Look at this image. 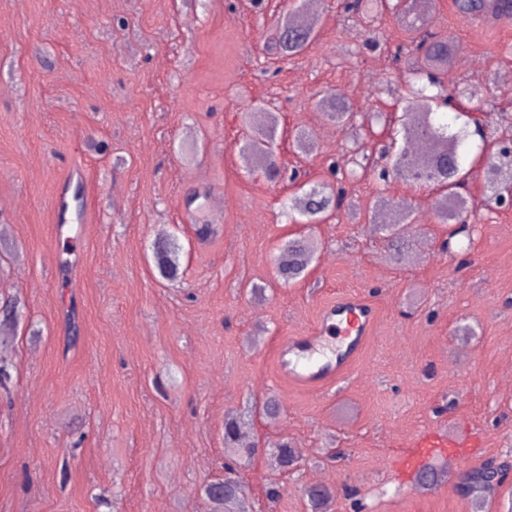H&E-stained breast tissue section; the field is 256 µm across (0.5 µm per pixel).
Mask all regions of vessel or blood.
Wrapping results in <instances>:
<instances>
[{"instance_id":"vessel-or-blood-1","label":"vessel or blood","mask_w":512,"mask_h":512,"mask_svg":"<svg viewBox=\"0 0 512 512\" xmlns=\"http://www.w3.org/2000/svg\"><path fill=\"white\" fill-rule=\"evenodd\" d=\"M374 322L373 308L361 297L350 293L336 296L326 304L307 334L290 337L283 344L279 359L281 375L295 385L324 390L329 382L342 379L349 371ZM330 334L342 336L345 341L335 358L321 364H297V356L316 350L322 337ZM484 446L479 436L455 435L437 427L423 429L404 441L402 452L394 458L389 470L401 481L409 482L435 461L461 463L466 457L479 454Z\"/></svg>"}]
</instances>
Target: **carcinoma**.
<instances>
[{
    "label": "carcinoma",
    "mask_w": 512,
    "mask_h": 512,
    "mask_svg": "<svg viewBox=\"0 0 512 512\" xmlns=\"http://www.w3.org/2000/svg\"><path fill=\"white\" fill-rule=\"evenodd\" d=\"M422 11L403 13L401 3L391 0H352L345 4V12L364 18L378 16L390 10L406 34L405 44L394 53L411 56V67L403 77V100L407 112L402 115L391 140H401L399 149L390 159L391 171L395 176L413 187H428L437 193L435 216L442 224H456L451 233L456 236L468 229V220L474 215L472 203L461 192L469 180L481 175L491 194L485 203L493 202L494 195L506 186H512V155L480 153L470 166L456 162V169L447 168L452 157H458L462 133L449 131L448 123L436 118L440 110L452 105L462 95L456 84L449 78L453 69L458 45L451 36H440L422 32L424 12L432 0H420ZM456 12L462 17L500 18L512 15V0H454ZM316 18L306 15L304 4H295L290 9H280L270 30L267 49L278 58H288L303 52L316 42L318 37ZM317 110L338 124L345 122L350 112L348 103L335 95H328L317 103ZM248 132L240 145V152L249 161L250 170L274 182L277 168L274 163L272 141L277 126V116L260 108L244 113ZM346 192L330 190L320 184L300 186L289 198V211L302 218L304 224H320L346 202ZM372 232L382 236L393 249L391 257L399 261L405 252L404 236L392 235L391 225L374 224ZM156 248L162 253L156 263L160 274L168 279L178 276V244L164 239ZM315 246L305 238H294L281 248L277 257L280 277L295 281L305 276L314 260ZM224 447L228 449L235 463L251 459L257 450V443L242 432V425L235 417L224 421ZM270 456L283 471L294 469L297 461L295 449L290 443L280 441L270 450ZM503 480L495 471L483 466L464 473L458 483L460 493L474 502L482 503L495 496ZM305 496L311 512H329L334 495L321 484L305 488Z\"/></svg>",
    "instance_id": "cac0c4a2"
}]
</instances>
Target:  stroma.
<instances>
[{
	"label": "stroma",
	"mask_w": 512,
	"mask_h": 512,
	"mask_svg": "<svg viewBox=\"0 0 512 512\" xmlns=\"http://www.w3.org/2000/svg\"><path fill=\"white\" fill-rule=\"evenodd\" d=\"M343 3L321 0L316 43L285 59L263 48L280 0H0V303H21L0 329V512H212L201 488L224 476L231 415L261 447L236 475L245 512H310L304 488L319 472L333 512H473L458 475L425 491L389 476L399 442L430 426L483 434L463 470L512 462V208L484 206L475 177L471 234L454 237L431 189L379 180L406 107L407 62L394 57L405 36L391 12L368 30ZM425 29L457 39L459 88L498 103L462 148L472 160L512 134V16L467 19L436 0ZM349 87L354 111L378 120L343 128L316 112ZM255 104L279 118L276 182L240 163L241 113ZM300 129L311 153L293 147ZM359 151L374 172L346 183L352 208L289 219L298 182H331ZM76 169L83 263L69 278L53 203ZM194 194L200 205L186 206ZM379 195L421 209L406 260L368 230ZM305 234L315 259L285 282L276 257ZM164 236L181 246L175 280L154 261ZM344 292L377 312L353 372L327 392L294 386L279 372L283 340ZM465 324L475 334L463 341ZM268 399L272 417L255 406ZM280 438L299 460L285 474L264 451Z\"/></svg>",
	"instance_id": "1"
}]
</instances>
